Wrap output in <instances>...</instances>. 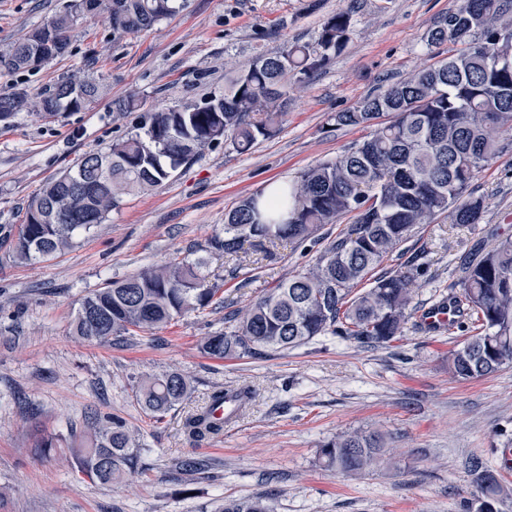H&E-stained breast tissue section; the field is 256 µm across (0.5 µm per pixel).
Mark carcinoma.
I'll return each mask as SVG.
<instances>
[{"mask_svg":"<svg viewBox=\"0 0 512 512\" xmlns=\"http://www.w3.org/2000/svg\"><path fill=\"white\" fill-rule=\"evenodd\" d=\"M176 11L175 0H68L62 11L0 49V73L30 69L64 54L78 21L92 15L118 36L151 28ZM351 16L326 20L317 42H295L281 53L256 59L224 78V94L179 112H148L141 127L104 152L84 156L74 168L47 182L26 210L22 224H1L0 241L19 261H39L72 247L74 237L104 221L124 198L162 184L201 148L224 142L245 152L273 136L282 124L288 83L307 78L343 50ZM427 46L448 44V59L419 70L356 106L335 113L339 127H369L370 135L345 154L304 170L292 184L242 199L224 216V233L206 251L222 253L244 268L243 245L272 260L284 241L303 243L326 224L354 215L353 224L331 240L317 262L224 319L225 327L205 337V355L222 360L252 357L340 336L361 345L383 346L400 339L414 287L423 274L414 257L385 272L360 291L364 281L401 244L435 216L452 211L457 224H475L483 204L467 194L478 174L497 157L496 135L512 130V0H460L431 27ZM104 86L94 78H64L37 93H0V122L21 112L41 118L76 112L96 102ZM206 259H173L84 297L72 333L88 340L118 339L137 330L162 329L186 313L205 310L220 285L203 273ZM459 292L451 300L462 316L474 318V334L448 356V371L470 380L512 363V239L506 238L469 260ZM179 373L146 376L134 396L158 421L190 398ZM226 422L206 406L185 417L190 438L223 433ZM76 471L93 483L122 482L140 469L138 434L117 415L100 416L72 432ZM378 434L356 430L329 440L320 450L324 466L359 474L380 459ZM475 512H498L504 493L498 477L478 473ZM221 512H274L262 498L231 500Z\"/></svg>","mask_w":512,"mask_h":512,"instance_id":"obj_1","label":"carcinoma"}]
</instances>
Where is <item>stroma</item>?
<instances>
[{
  "mask_svg": "<svg viewBox=\"0 0 512 512\" xmlns=\"http://www.w3.org/2000/svg\"><path fill=\"white\" fill-rule=\"evenodd\" d=\"M68 0H0V45L41 25ZM151 29L114 37L97 19L80 20L68 51L37 70L0 75V91H39L66 75H94L107 94L78 112L50 119L18 114L0 125V225L23 223L42 186L90 153L127 138L141 112L179 107L224 91V76L293 42L312 43L337 12L352 14L346 47L293 84L280 131L238 153L221 143L201 150L152 191L127 197L106 220L78 234L73 249L17 264L0 248V512H217L225 501L270 496L276 512H469L478 493L471 470L481 458L512 512V364L463 381L448 371L462 326L428 330L421 312L458 291L465 261L512 238V131L498 137L497 158L473 181L482 199L478 223L444 214L389 254H422L412 311L399 341L367 347L336 336L256 357L215 360L200 349L224 316L309 269L353 216L325 225L318 239L281 248L276 262L228 274L223 256H204L224 215L271 181L346 153L366 129L336 127L330 116L448 56L428 48L427 31L460 0H177ZM136 95L141 112H116ZM206 257L222 282L218 307L163 329L117 341L75 336L80 301L111 281L171 259ZM180 372L194 392L163 421L135 402L143 374ZM249 387L253 401L222 436L196 442L186 415L216 389ZM98 414L124 418L140 432L142 467L128 481L102 486L80 478L68 448L47 447ZM354 430L383 437L380 464L360 476L328 470L322 446ZM184 459L203 461L182 472Z\"/></svg>",
  "mask_w": 512,
  "mask_h": 512,
  "instance_id": "35a3bbf8",
  "label": "stroma"
}]
</instances>
